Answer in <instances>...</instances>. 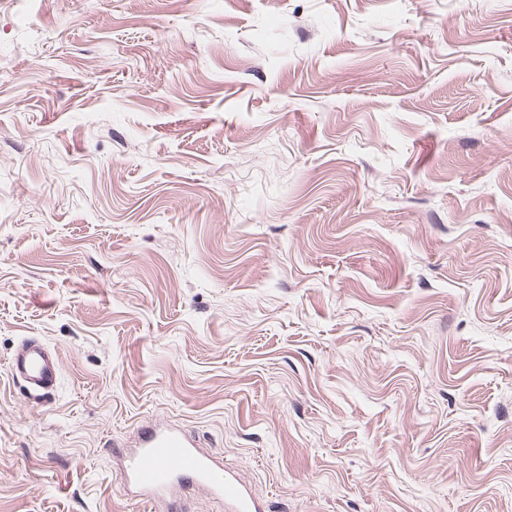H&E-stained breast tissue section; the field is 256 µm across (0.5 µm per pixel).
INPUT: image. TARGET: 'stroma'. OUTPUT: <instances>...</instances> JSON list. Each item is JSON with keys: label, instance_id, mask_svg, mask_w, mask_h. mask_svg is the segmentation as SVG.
I'll use <instances>...</instances> for the list:
<instances>
[{"label": "stroma", "instance_id": "35a3bbf8", "mask_svg": "<svg viewBox=\"0 0 512 512\" xmlns=\"http://www.w3.org/2000/svg\"><path fill=\"white\" fill-rule=\"evenodd\" d=\"M154 423L265 512H512V0H0V512H152ZM12 376L20 381L26 398L47 402L57 388L60 361L56 353L35 339H25L9 361Z\"/></svg>", "mask_w": 512, "mask_h": 512}]
</instances>
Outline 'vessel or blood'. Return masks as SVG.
Returning a JSON list of instances; mask_svg holds the SVG:
<instances>
[{"instance_id":"1","label":"vessel or blood","mask_w":512,"mask_h":512,"mask_svg":"<svg viewBox=\"0 0 512 512\" xmlns=\"http://www.w3.org/2000/svg\"><path fill=\"white\" fill-rule=\"evenodd\" d=\"M13 377L26 397L40 403L57 388L60 361L35 339L23 340L9 361ZM124 478L147 502L175 508V494L184 480L223 497L229 512H259V506L234 475L219 469L181 429L156 424L147 427L135 445L124 450Z\"/></svg>"}]
</instances>
